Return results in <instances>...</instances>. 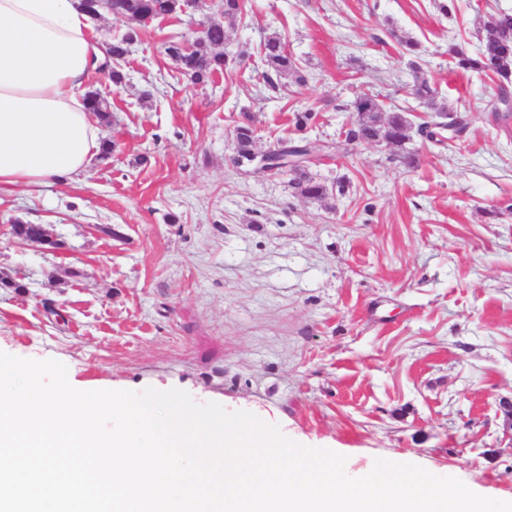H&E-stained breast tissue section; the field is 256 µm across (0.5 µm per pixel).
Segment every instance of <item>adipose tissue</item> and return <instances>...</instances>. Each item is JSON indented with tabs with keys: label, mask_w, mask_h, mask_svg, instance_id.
<instances>
[{
	"label": "adipose tissue",
	"mask_w": 512,
	"mask_h": 512,
	"mask_svg": "<svg viewBox=\"0 0 512 512\" xmlns=\"http://www.w3.org/2000/svg\"><path fill=\"white\" fill-rule=\"evenodd\" d=\"M91 27L81 0H0V192L70 180L98 157Z\"/></svg>",
	"instance_id": "adipose-tissue-1"
}]
</instances>
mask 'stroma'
<instances>
[{"instance_id":"35a3bbf8","label":"stroma","mask_w":512,"mask_h":512,"mask_svg":"<svg viewBox=\"0 0 512 512\" xmlns=\"http://www.w3.org/2000/svg\"><path fill=\"white\" fill-rule=\"evenodd\" d=\"M436 3L248 0L226 29L234 64L198 85L166 48L217 18L214 0L142 25L123 84L87 82L111 92L109 162L0 194V351L60 361L83 386L251 412L354 475L392 458L511 501L512 117L494 118L493 80L449 67L448 44L475 42L512 0H456L449 17ZM399 33L467 122L449 145L412 135V167L342 133L362 91L428 120ZM271 34L305 84L266 83ZM245 112L256 150L303 138L309 172L344 193L309 200L237 167ZM15 218L51 226L60 248L17 241Z\"/></svg>"}]
</instances>
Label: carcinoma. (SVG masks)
I'll use <instances>...</instances> for the list:
<instances>
[{"label": "carcinoma", "mask_w": 512, "mask_h": 512, "mask_svg": "<svg viewBox=\"0 0 512 512\" xmlns=\"http://www.w3.org/2000/svg\"><path fill=\"white\" fill-rule=\"evenodd\" d=\"M105 10L132 23L125 33L112 38V42L107 46V54L118 62L126 56L128 45L137 39L139 25L148 19L181 11L182 0H109ZM218 11L224 17V21L231 23L244 15L246 0H223L219 3ZM225 40L223 21L213 19L192 41V49L184 48V40L173 41L167 47V53L176 63L181 75L200 83L230 65L228 54L216 51V48L224 45ZM398 42L412 56L414 80L409 89L410 96L435 112V117L448 120V126L451 127L448 138L456 140L463 133L465 123L450 119L447 109L436 107L437 91L422 75L419 44L401 36L398 37ZM262 53V62L267 68L265 77L271 86H276L277 78L290 77L297 83L306 82V77L298 70L295 60L285 51L278 37H267ZM448 58L449 63L456 69L497 79L498 100L503 105L508 104L512 99V13L502 10L489 14L483 22L478 47L472 50L461 44L452 43L448 46ZM87 99L90 109L99 119L109 122L111 107L107 100L93 90L88 92ZM351 107L356 113V120L344 130L346 139L357 145L374 140L382 141L394 149V157L401 159L409 167L415 164L414 155L405 147L411 140V130H416L418 135L427 139L434 138L432 125L435 121H424L415 126L406 110L386 109L376 94L359 93L351 102ZM232 136L237 155L245 158L254 150L256 129L249 114L243 115L242 120L234 127ZM289 175V186L302 197L321 200L333 194L334 187L300 168L290 170ZM12 234L36 243L45 236V225L28 224L17 220L12 225Z\"/></svg>", "instance_id": "cac0c4a2"}]
</instances>
